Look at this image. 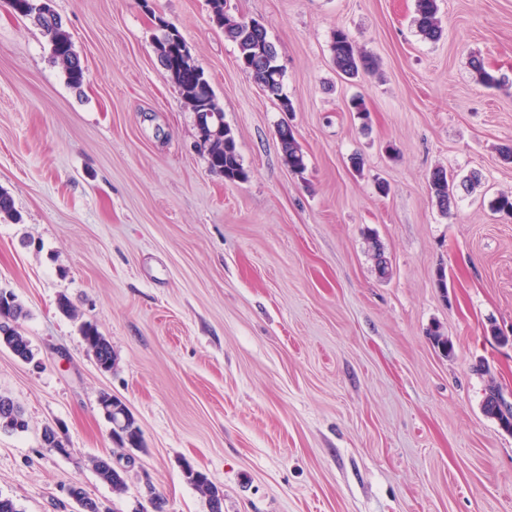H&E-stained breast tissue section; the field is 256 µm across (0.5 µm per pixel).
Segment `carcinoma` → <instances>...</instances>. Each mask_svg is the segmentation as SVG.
Returning a JSON list of instances; mask_svg holds the SVG:
<instances>
[{"label": "carcinoma", "instance_id": "obj_1", "mask_svg": "<svg viewBox=\"0 0 512 512\" xmlns=\"http://www.w3.org/2000/svg\"><path fill=\"white\" fill-rule=\"evenodd\" d=\"M40 2L41 0H9V5L15 13L35 20L49 37L52 58L63 69L68 84L79 87L86 79V72L80 65L69 36L62 30L59 15L55 11L49 15L44 14ZM209 6L213 23L224 31L228 40L236 44L238 60L243 70L252 76L268 97L279 102L281 111H291L292 104L282 93L283 70L278 64L277 50L269 40L266 29L250 28L243 21L228 15L224 11V0H209ZM438 10L437 0H416L414 22L419 33L430 41H436L442 35ZM154 49L184 104L194 113L210 114L213 124L206 128L197 127L199 137L206 146L210 171L224 176V181L229 183L246 180L248 172L240 159L235 135L224 124V111L204 70L197 67L176 28L168 24L158 28V34L154 35ZM331 52L336 69L348 78L375 70L374 59L361 53L351 36L342 29L333 32ZM472 67L479 82L488 87L500 86L501 79L486 69L480 60L472 61ZM281 148L293 172L301 173L306 169L305 155L293 132L288 131L282 136ZM429 186L439 210L444 214L450 213L457 205L456 177L447 169L438 167L430 174ZM0 218L15 224L21 221L12 196L3 188H0ZM24 315L23 306L16 300L8 308H0V348L4 347L19 358L30 361L34 358L31 343L19 330V319ZM81 332L85 345L98 366L105 371L112 369L114 357L109 341L90 323L83 324ZM503 402L505 398L501 391L496 387L489 388L484 401V412L491 417H497L502 413L500 404ZM26 428L27 421L22 409L10 398L0 394V430L16 432ZM92 464L100 479L114 493L121 494L126 490L125 471L115 468L110 460L104 458H96L92 460ZM184 476L207 499L210 512H223L224 492L206 473L188 466L184 469Z\"/></svg>", "mask_w": 512, "mask_h": 512}]
</instances>
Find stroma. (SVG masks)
<instances>
[{
    "instance_id": "35a3bbf8",
    "label": "stroma",
    "mask_w": 512,
    "mask_h": 512,
    "mask_svg": "<svg viewBox=\"0 0 512 512\" xmlns=\"http://www.w3.org/2000/svg\"><path fill=\"white\" fill-rule=\"evenodd\" d=\"M438 4L430 41L416 0H225L274 43L284 112L208 0H54L78 88L0 0V187L22 215L0 221V289L24 306L35 354L0 348V394L28 421L0 430V495L20 512H75L62 492L75 485L111 512H209L187 462L222 488L224 512H512V433L483 411L490 386L512 401V219L489 207L512 195L498 154L512 145V0ZM159 16L203 67L247 180L210 172L154 50ZM339 28L373 74L339 76ZM476 57L503 88L478 81ZM284 123L304 173L285 161ZM438 167L479 178L447 215L429 189ZM85 323L110 342L112 370ZM436 325L452 356L429 339ZM104 392L127 405L142 450L117 446ZM48 426L70 455L44 448ZM96 457L128 468L123 494ZM438 10L437 0H416L414 22L419 33L430 41L439 40L442 35ZM81 332L85 345L94 356L98 366L105 371L111 370L114 364V357L109 341L90 323L83 324Z\"/></svg>"
}]
</instances>
